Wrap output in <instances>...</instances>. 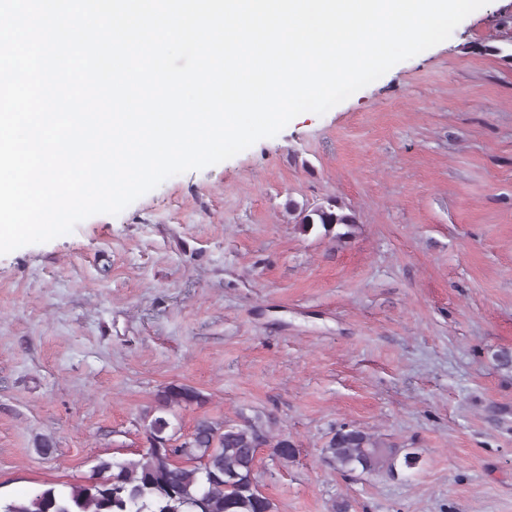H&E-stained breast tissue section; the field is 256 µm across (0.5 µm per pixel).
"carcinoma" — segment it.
I'll return each mask as SVG.
<instances>
[{
    "label": "carcinoma",
    "mask_w": 512,
    "mask_h": 512,
    "mask_svg": "<svg viewBox=\"0 0 512 512\" xmlns=\"http://www.w3.org/2000/svg\"><path fill=\"white\" fill-rule=\"evenodd\" d=\"M300 229L319 225L324 232L352 226L356 216L337 201L314 208H298ZM206 397L185 384H170L157 394V405L144 415L148 442L137 460H101L92 475L65 490L49 487L3 506V512H275L274 503L256 476L258 449L267 446L273 460L286 464L296 456L288 437L272 433L262 418L241 424L218 423L203 417L181 443L166 434L165 413L178 407L201 406ZM324 461L340 472L397 474L420 465L418 453L386 445L375 436L341 427L323 449Z\"/></svg>",
    "instance_id": "cac0c4a2"
}]
</instances>
